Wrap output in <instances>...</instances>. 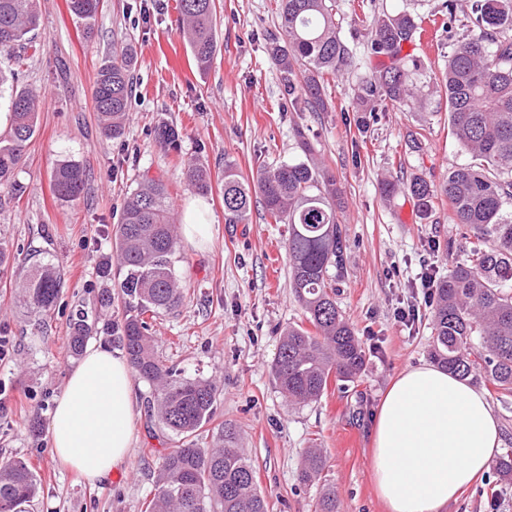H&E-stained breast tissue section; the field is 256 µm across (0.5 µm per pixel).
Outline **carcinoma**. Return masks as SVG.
Masks as SVG:
<instances>
[{
  "label": "carcinoma",
  "instance_id": "cac0c4a2",
  "mask_svg": "<svg viewBox=\"0 0 512 512\" xmlns=\"http://www.w3.org/2000/svg\"><path fill=\"white\" fill-rule=\"evenodd\" d=\"M71 15L91 21L101 0H67ZM182 34L196 66L208 68L215 51V0H180ZM471 22L480 34L457 42L448 53L445 94L450 135L470 157L436 187L423 178L381 183L391 196L405 191L427 213L435 193L448 197L458 234L467 244V260L432 288V359L461 378L485 379L501 398L512 396V0H473ZM40 22L39 0H0V51L22 48ZM370 51L393 61L374 69L354 103L357 112H376L382 101L401 104L414 98L406 68L394 64L418 24L410 14L383 15L369 22ZM281 37L272 39L274 58L291 105L313 112L327 109L326 77L353 64L341 41L332 0H281ZM133 53L116 48L100 66L93 88L96 112L105 136L124 135L131 98ZM15 73L0 70V90L10 87L9 137L0 141V187H14L24 151L36 132L38 99L14 87ZM161 147L177 144L181 132L172 124L155 128ZM188 186L210 189V173L190 160ZM89 181L87 168L72 160L53 171L56 196L75 201ZM259 198L277 223L288 225L286 252L290 288L312 329L288 326L281 334L271 366L279 389L292 405L322 397L330 378L354 382L363 371L366 352L354 328L336 305L335 281L344 268L345 238L339 221L343 192L329 170L306 159L258 167L252 181L224 164V220L244 224L253 198ZM178 219L165 185L150 179L124 201L115 229V252L126 313L117 332L134 373L151 389L158 420L181 441L163 458L150 512H268L238 432L226 425L221 444L200 448L197 432L214 416L218 392L211 381L181 376L157 355L144 319L180 305L183 287L172 256ZM61 277L49 263H35L22 276L19 300L47 313L60 292ZM69 348L80 355L98 333L112 336V324L98 326L85 311L70 322ZM319 448L304 453L298 480L315 481L326 468ZM40 493L35 472L22 460L0 465V512H25Z\"/></svg>",
  "mask_w": 512,
  "mask_h": 512
}]
</instances>
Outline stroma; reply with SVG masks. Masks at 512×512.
Masks as SVG:
<instances>
[{"mask_svg": "<svg viewBox=\"0 0 512 512\" xmlns=\"http://www.w3.org/2000/svg\"><path fill=\"white\" fill-rule=\"evenodd\" d=\"M457 0H334L339 36L352 67L325 86L328 109L312 112L288 105L280 72L268 54L279 34V0H216L217 48L211 67L199 70L179 30L177 0H103L94 34L68 11L66 0H40L41 22L24 51L22 66L0 52V69L15 70L18 86L40 99L38 127L18 169L21 192L0 188V337L10 352L0 360V463L25 460L41 482L29 512H148L158 468L176 437L152 417L151 390L134 381L133 446L124 465L103 483L90 484L64 467L51 450L50 426L77 357L68 352L69 320L76 309L112 324L125 315L118 276L101 265L113 255L114 231L124 199L142 177L163 181L178 218L196 200L184 163L209 169L212 190L200 219L209 226L203 245L180 239L174 269L184 286L181 304L150 318L157 350L167 366L187 378L217 383L214 418L196 437L214 444L232 424L246 448L269 512H313L322 489H331L340 512H386L372 480V429L381 397L402 371L431 363L432 309L420 275L432 268L446 278L465 258L453 213L436 196L422 213L402 193L383 196V178L421 177L444 182L469 157L448 132L443 77L456 41L477 35ZM407 13L437 25L435 49L420 40L404 44L401 56L416 60L410 80L418 102L383 103L372 116L353 111L368 73L372 17ZM136 52L134 91L123 137L102 134L92 87L112 46ZM181 128L178 149L165 150L155 127ZM302 128L314 155L335 175L345 207L344 273L336 303L366 349L357 381H329L321 399L292 405L271 372L282 329L305 324L306 316L289 285L287 227L276 224L262 205L247 223L224 220V166L244 178L259 165L302 159L294 136ZM74 160L90 172L84 195L58 200L51 176L60 161ZM53 263L62 287L55 306L34 315L17 302L15 281L34 262ZM111 293L112 305L99 304ZM415 305L417 322L394 318ZM321 448L327 467L320 483L298 481L303 454ZM447 512H512V484L496 470L478 478Z\"/></svg>", "mask_w": 512, "mask_h": 512, "instance_id": "1", "label": "stroma"}]
</instances>
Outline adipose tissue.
Masks as SVG:
<instances>
[{"instance_id": "obj_1", "label": "adipose tissue", "mask_w": 512, "mask_h": 512, "mask_svg": "<svg viewBox=\"0 0 512 512\" xmlns=\"http://www.w3.org/2000/svg\"><path fill=\"white\" fill-rule=\"evenodd\" d=\"M132 372L105 346L89 347L52 418L55 456L89 483L120 468L132 446ZM502 446L484 393L434 366L402 372L373 428V480L388 512H446L487 472Z\"/></svg>"}]
</instances>
